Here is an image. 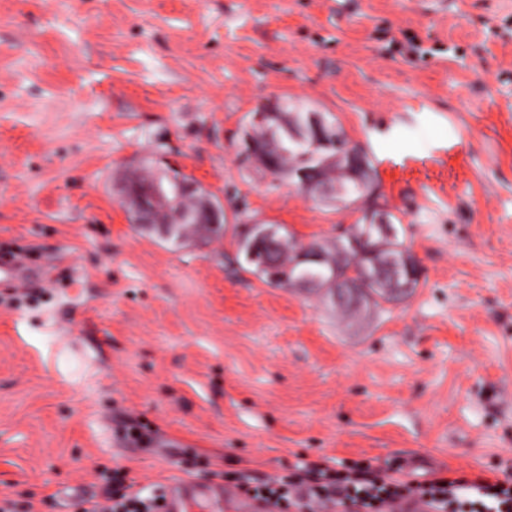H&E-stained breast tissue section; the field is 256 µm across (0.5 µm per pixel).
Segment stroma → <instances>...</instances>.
<instances>
[{
  "label": "stroma",
  "mask_w": 512,
  "mask_h": 512,
  "mask_svg": "<svg viewBox=\"0 0 512 512\" xmlns=\"http://www.w3.org/2000/svg\"><path fill=\"white\" fill-rule=\"evenodd\" d=\"M503 5L0 0V255L37 274L0 287V497L75 512L118 466L144 486L328 459L512 476V37L482 25ZM283 100L373 159L424 270L407 301L342 321L245 271V225L309 242L358 218L239 162ZM148 161L223 200L222 239L130 224L116 182Z\"/></svg>",
  "instance_id": "1"
}]
</instances>
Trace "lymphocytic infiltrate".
<instances>
[{"label": "lymphocytic infiltrate", "instance_id": "obj_1", "mask_svg": "<svg viewBox=\"0 0 512 512\" xmlns=\"http://www.w3.org/2000/svg\"><path fill=\"white\" fill-rule=\"evenodd\" d=\"M106 480L105 500L82 502L79 512H160L162 486L143 492L121 468L112 470ZM231 482L272 512L290 505L302 512H403V505L413 500L425 501L431 512H512L511 481L436 476L421 482L413 479L405 461L383 469L357 463L340 469L331 460L313 469L298 462L287 473L259 484L252 483L245 469Z\"/></svg>", "mask_w": 512, "mask_h": 512}]
</instances>
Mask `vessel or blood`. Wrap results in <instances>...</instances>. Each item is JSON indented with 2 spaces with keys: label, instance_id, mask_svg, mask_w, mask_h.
I'll list each match as a JSON object with an SVG mask.
<instances>
[{
  "label": "vessel or blood",
  "instance_id": "vessel-or-blood-1",
  "mask_svg": "<svg viewBox=\"0 0 512 512\" xmlns=\"http://www.w3.org/2000/svg\"><path fill=\"white\" fill-rule=\"evenodd\" d=\"M162 512H269V508L237 490L179 479L165 487Z\"/></svg>",
  "mask_w": 512,
  "mask_h": 512
}]
</instances>
